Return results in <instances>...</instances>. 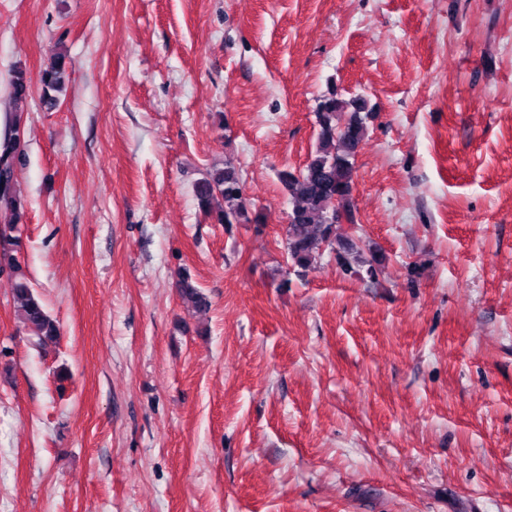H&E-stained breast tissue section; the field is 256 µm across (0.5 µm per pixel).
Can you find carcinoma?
<instances>
[{
    "label": "carcinoma",
    "instance_id": "1",
    "mask_svg": "<svg viewBox=\"0 0 512 512\" xmlns=\"http://www.w3.org/2000/svg\"><path fill=\"white\" fill-rule=\"evenodd\" d=\"M68 55L62 51L52 56L40 72L41 100L52 110L58 94L65 87ZM15 110L7 118V130L0 135V217L6 226L0 228V271H7L15 280V294L20 301L18 316L39 343L56 340L59 329L33 291L21 261L22 242L18 225L27 213L28 200L17 188L15 169L21 160V141L25 129L22 106L30 96V80L22 67L13 70L10 82ZM372 118L365 97L349 99L331 90L322 95L315 107L316 146L306 166L299 170H283L280 181L292 203L290 224L286 230L285 247L291 265L309 268L324 247L345 248L348 236L340 218L354 223L351 195L354 158L364 140ZM241 170L227 159L224 167L215 168L195 186L200 209L216 224H249L248 203L244 197ZM183 304L194 309L208 306L191 274L180 273L176 282Z\"/></svg>",
    "mask_w": 512,
    "mask_h": 512
}]
</instances>
